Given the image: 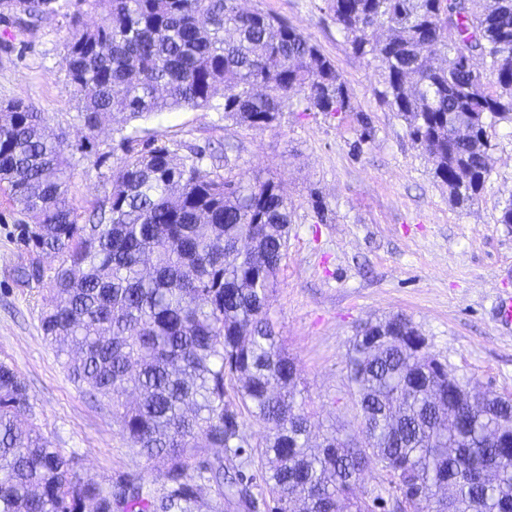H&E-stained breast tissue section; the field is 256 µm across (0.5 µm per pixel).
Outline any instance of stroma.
<instances>
[{
	"label": "stroma",
	"mask_w": 512,
	"mask_h": 512,
	"mask_svg": "<svg viewBox=\"0 0 512 512\" xmlns=\"http://www.w3.org/2000/svg\"><path fill=\"white\" fill-rule=\"evenodd\" d=\"M239 6L276 15L315 44L345 79L353 111L309 112L297 95L272 124L248 127L225 117L218 95L208 107L153 115L121 133L109 126L88 133L61 69L72 17L97 19L86 0H56L32 31L15 13H0V101L31 102L63 132L72 161L68 197L81 224L104 200L116 165L150 142L182 157L207 149L204 167L214 177L279 182L292 224L270 317L295 365L312 443L331 430L361 439L346 354L360 325L395 313L411 319L449 374L512 397V328L495 312L496 296L512 293V224L499 221L512 200V124L495 126L491 174L475 204L458 209L404 120L379 102V62L353 53L326 0ZM365 120L374 135L362 144ZM20 219L0 186V361L27 385L30 422L74 458L84 480L107 487L137 476L161 492L157 469L129 447L111 409L78 388L46 340L40 316L60 259L31 251ZM33 261L45 281L17 284V268Z\"/></svg>",
	"instance_id": "obj_1"
}]
</instances>
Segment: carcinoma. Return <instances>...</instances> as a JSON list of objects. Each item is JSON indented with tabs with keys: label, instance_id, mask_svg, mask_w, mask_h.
Returning a JSON list of instances; mask_svg holds the SVG:
<instances>
[{
	"label": "carcinoma",
	"instance_id": "cac0c4a2",
	"mask_svg": "<svg viewBox=\"0 0 512 512\" xmlns=\"http://www.w3.org/2000/svg\"><path fill=\"white\" fill-rule=\"evenodd\" d=\"M352 51L381 64L380 101L407 123L448 199L468 207L494 164L491 129L512 122V0L471 13L468 0H327ZM55 0H0L34 21ZM62 70L85 128L96 132L182 108L224 90V116L270 125L300 95L309 112H351L345 81L309 39L237 0H92ZM386 37L379 39L376 31ZM477 54L485 72L463 60ZM442 58L436 67L433 60ZM206 153L148 144L112 172L105 208L75 223L71 159L35 105L0 104V182L26 218L25 243L63 256L42 312L44 334L73 382L112 407L130 446L157 467L163 492L136 477L84 481L28 423L30 397L0 362V512H215L212 496L253 512H376L357 498L372 466L406 512H512V398L467 401L402 314L365 325L346 378L362 441L308 443L295 368L270 318L288 250L291 207L272 178H212ZM264 431L250 443L246 429ZM221 448L242 458L228 478Z\"/></svg>",
	"mask_w": 512,
	"mask_h": 512
}]
</instances>
